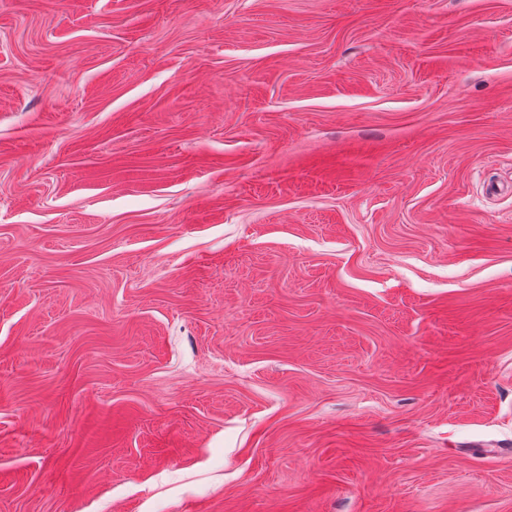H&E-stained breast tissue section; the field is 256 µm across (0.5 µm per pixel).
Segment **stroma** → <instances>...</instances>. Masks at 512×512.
Wrapping results in <instances>:
<instances>
[{
    "mask_svg": "<svg viewBox=\"0 0 512 512\" xmlns=\"http://www.w3.org/2000/svg\"><path fill=\"white\" fill-rule=\"evenodd\" d=\"M0 512H512V0H0Z\"/></svg>",
    "mask_w": 512,
    "mask_h": 512,
    "instance_id": "35a3bbf8",
    "label": "stroma"
}]
</instances>
